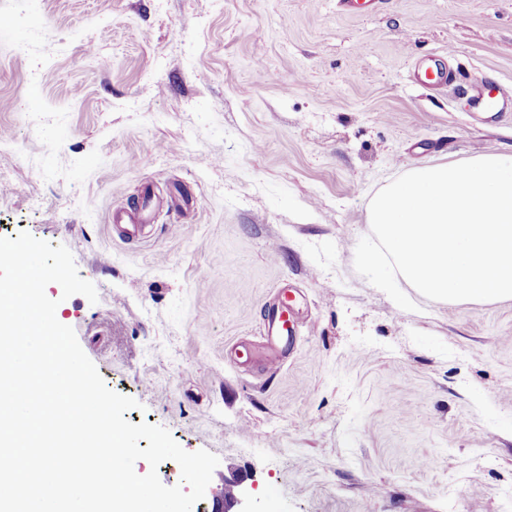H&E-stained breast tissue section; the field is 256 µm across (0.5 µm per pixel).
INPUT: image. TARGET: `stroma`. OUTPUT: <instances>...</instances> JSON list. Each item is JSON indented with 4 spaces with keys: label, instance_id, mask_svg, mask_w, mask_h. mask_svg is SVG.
Masks as SVG:
<instances>
[{
    "label": "stroma",
    "instance_id": "35a3bbf8",
    "mask_svg": "<svg viewBox=\"0 0 512 512\" xmlns=\"http://www.w3.org/2000/svg\"><path fill=\"white\" fill-rule=\"evenodd\" d=\"M424 57L512 98V0H0V236L71 251L97 303L46 294L127 420L218 456L193 512L239 476L246 512H512V300L406 311L354 267L383 186L512 150ZM276 302V311L264 322L262 333L271 351L268 357L269 367L280 364L283 353L293 342L297 328V317L288 290L281 289Z\"/></svg>",
    "mask_w": 512,
    "mask_h": 512
}]
</instances>
